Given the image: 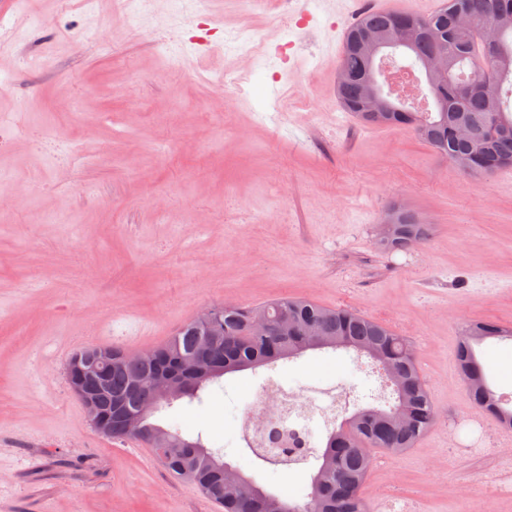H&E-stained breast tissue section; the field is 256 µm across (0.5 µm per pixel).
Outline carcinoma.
Masks as SVG:
<instances>
[{
  "mask_svg": "<svg viewBox=\"0 0 512 512\" xmlns=\"http://www.w3.org/2000/svg\"><path fill=\"white\" fill-rule=\"evenodd\" d=\"M512 13V0H445L441 9L422 17L409 13L372 12L348 33L341 70L345 79L337 94L345 111L366 125L410 128L442 157L472 174L492 173L512 166V26L503 30L498 44L491 46L483 36L500 16ZM418 34L407 57L424 73L433 110L409 112L405 102L397 111L379 119L361 117L365 80L382 75L371 66L360 48L366 34L397 41L407 30ZM446 55L452 64V80L430 75L425 61ZM427 237L426 225L406 210H397L391 231L384 237L386 248H413ZM273 317L283 311L293 327L288 338L274 334L257 336L251 322L259 311ZM512 337V328L492 322H470L464 326L459 349L469 398L481 408L495 405L474 346L489 338ZM339 342L332 347L354 351L370 360L385 385L393 404L388 408H365L329 434L325 447L316 453L309 500L290 503L266 490L237 499L221 493L218 467L223 458L206 448L201 438L190 439L177 426L164 427L148 412L152 389L143 381L151 359L128 358L124 350L112 348V370L103 403L117 399L129 413L147 415L148 431L138 439L156 447V434L166 432L184 443L168 448L160 462L173 475L187 478L214 499L223 512H366L363 487L372 465L369 448L402 452L435 425L437 412L420 377L412 344L386 325L347 307L325 308L303 299L280 298L262 309L239 306L223 315V325L213 334L195 329L191 321L164 344L156 355L187 356L205 346L213 367L182 388L178 399L192 403L225 375L245 369L272 368L290 358L288 350L306 347L311 339Z\"/></svg>",
  "mask_w": 512,
  "mask_h": 512,
  "instance_id": "cac0c4a2",
  "label": "carcinoma"
}]
</instances>
